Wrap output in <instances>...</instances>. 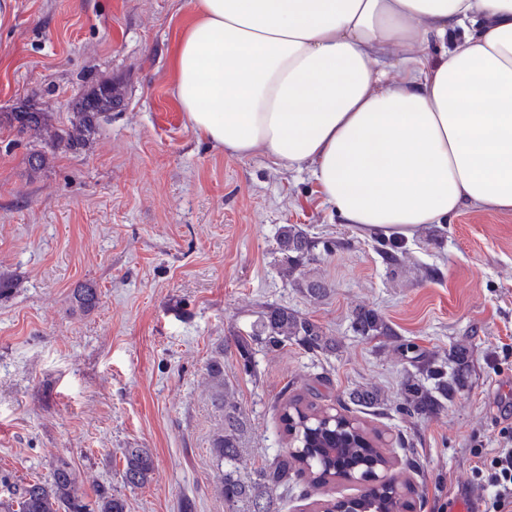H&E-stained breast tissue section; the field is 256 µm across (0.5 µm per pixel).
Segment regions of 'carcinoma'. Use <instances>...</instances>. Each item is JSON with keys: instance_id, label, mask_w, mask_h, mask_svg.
Segmentation results:
<instances>
[{"instance_id": "cac0c4a2", "label": "carcinoma", "mask_w": 512, "mask_h": 512, "mask_svg": "<svg viewBox=\"0 0 512 512\" xmlns=\"http://www.w3.org/2000/svg\"><path fill=\"white\" fill-rule=\"evenodd\" d=\"M122 87L110 81L97 84L89 94L82 95L71 105L67 124L56 128L52 113L34 110L21 104L11 112H0V127L16 131L19 136L46 141L55 150L76 151L85 148L104 114L121 101ZM278 249L286 256L288 276H293L306 260L315 259V242L297 224H287L279 230ZM76 303L92 310L99 305L94 288H79L74 293ZM353 326L360 336H390L392 329L374 309L361 307L354 313ZM272 349L294 343L312 353L330 351L336 341L322 326L291 308L270 304L265 307L252 330L251 340L239 341L244 356V367L252 366L250 342ZM457 361L458 370L448 373L443 365H429L425 371L427 386L419 380L406 381L403 405L407 411L434 414L445 407V402L466 386V351L456 347L450 353ZM208 377L219 390L217 401L224 410L226 424L211 439V453L224 466L220 493L231 512H280L277 492L293 479H305L314 487H324L337 477L362 481L365 486L359 494L338 502H329L328 510L336 506L344 512H412L413 506L401 491L396 480L387 485L368 483V475L383 470L389 463L384 449L376 446L366 427L357 417L348 418L349 425L325 421L332 408L322 407L301 396L285 400L280 407V421L286 437L293 438L296 448H281L255 474L240 476L242 459L241 422L234 406L224 399V361L215 357L208 365ZM350 402L366 409L381 405L376 391L355 389L349 393ZM122 479L132 488H142L153 479L155 464L147 448L121 449ZM126 499L104 485L97 486L95 499L88 500L78 492V476L65 458L56 460L51 479L30 480L13 493L0 499V512H127Z\"/></svg>"}]
</instances>
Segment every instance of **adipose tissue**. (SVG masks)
<instances>
[{
	"label": "adipose tissue",
	"mask_w": 512,
	"mask_h": 512,
	"mask_svg": "<svg viewBox=\"0 0 512 512\" xmlns=\"http://www.w3.org/2000/svg\"><path fill=\"white\" fill-rule=\"evenodd\" d=\"M175 69L203 139L363 231L512 212V0H198Z\"/></svg>",
	"instance_id": "adipose-tissue-1"
}]
</instances>
